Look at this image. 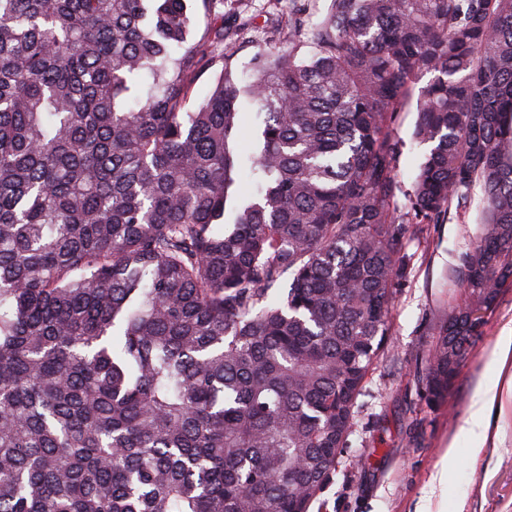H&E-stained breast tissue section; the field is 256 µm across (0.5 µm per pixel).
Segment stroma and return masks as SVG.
Instances as JSON below:
<instances>
[{
    "label": "stroma",
    "mask_w": 512,
    "mask_h": 512,
    "mask_svg": "<svg viewBox=\"0 0 512 512\" xmlns=\"http://www.w3.org/2000/svg\"><path fill=\"white\" fill-rule=\"evenodd\" d=\"M326 7L327 0H224V14L251 21L244 33L225 35L224 52L236 72L244 73L288 14L300 13L310 26ZM415 109L408 104L394 124L405 144L399 165L405 185L411 184L426 151L413 136ZM481 228L480 210L474 207L465 219L452 216L425 225L420 240L409 242L410 275L394 298L390 344L359 400L336 473L312 512H512V358L500 371L489 364L503 326L512 323V291L487 316L447 402L429 406L422 384L433 333L449 307L462 299L456 277L460 258ZM490 386L496 387L498 398L485 449L475 457L457 433L478 393ZM452 443L457 467L443 491L431 493V477Z\"/></svg>",
    "instance_id": "stroma-1"
}]
</instances>
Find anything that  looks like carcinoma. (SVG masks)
<instances>
[{
    "label": "carcinoma",
    "instance_id": "carcinoma-1",
    "mask_svg": "<svg viewBox=\"0 0 512 512\" xmlns=\"http://www.w3.org/2000/svg\"><path fill=\"white\" fill-rule=\"evenodd\" d=\"M217 2L0 0V512H310L422 225L480 189L429 405L509 289L512 0H329L243 86ZM432 78V75H424L414 87L413 98L411 102L398 112L394 127L397 135L404 141V150L399 165V178L406 187H409L415 177L418 165L423 154L427 151V145H422L414 139V127L417 119L416 101L419 90L426 85Z\"/></svg>",
    "mask_w": 512,
    "mask_h": 512
}]
</instances>
